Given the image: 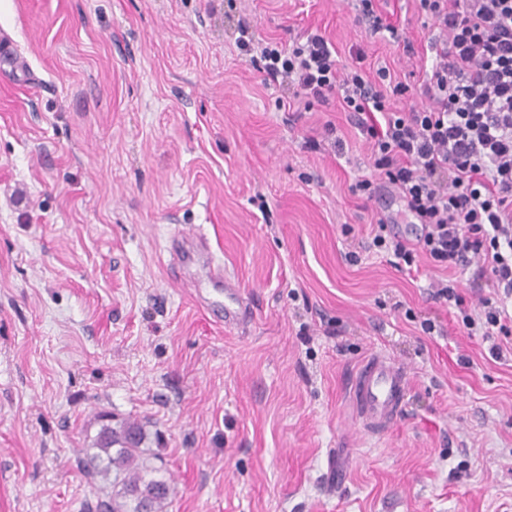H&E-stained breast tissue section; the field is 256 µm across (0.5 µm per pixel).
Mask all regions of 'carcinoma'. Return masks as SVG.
Segmentation results:
<instances>
[{"label": "carcinoma", "instance_id": "1", "mask_svg": "<svg viewBox=\"0 0 512 512\" xmlns=\"http://www.w3.org/2000/svg\"><path fill=\"white\" fill-rule=\"evenodd\" d=\"M114 444L120 445V448L113 455L110 446ZM138 444L139 431L134 425L118 431L110 430L104 436L101 451L105 453L107 463L103 472H114L112 497L98 504V508L105 512H161L167 487L162 481L145 479L148 468L134 465L142 454Z\"/></svg>", "mask_w": 512, "mask_h": 512}]
</instances>
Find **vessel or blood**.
I'll return each instance as SVG.
<instances>
[{"mask_svg":"<svg viewBox=\"0 0 512 512\" xmlns=\"http://www.w3.org/2000/svg\"><path fill=\"white\" fill-rule=\"evenodd\" d=\"M169 264L183 267L187 262L201 264L215 288L224 292V325L233 328L247 318V304L238 284L225 275L206 237L181 234L171 239ZM409 391L406 368L381 354H373L358 369L352 400L363 430L370 434L387 432L400 417Z\"/></svg>","mask_w":512,"mask_h":512,"instance_id":"vessel-or-blood-1","label":"vessel or blood"}]
</instances>
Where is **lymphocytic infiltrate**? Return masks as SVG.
<instances>
[{
    "label": "lymphocytic infiltrate",
    "mask_w": 512,
    "mask_h": 512,
    "mask_svg": "<svg viewBox=\"0 0 512 512\" xmlns=\"http://www.w3.org/2000/svg\"><path fill=\"white\" fill-rule=\"evenodd\" d=\"M419 2L441 35L429 43V78L413 89L389 68L372 81L341 65L318 34L289 51L274 41L259 47L244 21L238 46L259 47L266 80L296 97L342 100L371 149L372 175L358 189L369 198L394 194L417 227L414 239H394L390 217L375 215L370 249L391 254L401 272L423 256L446 269L434 299L482 337L494 361H512V0ZM409 91L422 106L393 109L391 98ZM467 270L492 296L467 299L457 278Z\"/></svg>",
    "instance_id": "lymphocytic-infiltrate-1"
}]
</instances>
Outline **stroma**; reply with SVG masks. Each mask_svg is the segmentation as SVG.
<instances>
[{
  "instance_id": "35a3bbf8",
  "label": "stroma",
  "mask_w": 512,
  "mask_h": 512,
  "mask_svg": "<svg viewBox=\"0 0 512 512\" xmlns=\"http://www.w3.org/2000/svg\"><path fill=\"white\" fill-rule=\"evenodd\" d=\"M382 8L414 56L354 0H0V512H90L112 478L83 460L126 424L164 512H512V364L432 299L434 262L365 251L382 205L342 103L293 104L236 46L246 17L416 84L432 20ZM329 121L338 157L307 144ZM178 231L238 281L240 328L171 272ZM378 352L411 385L371 436L349 386Z\"/></svg>"
}]
</instances>
